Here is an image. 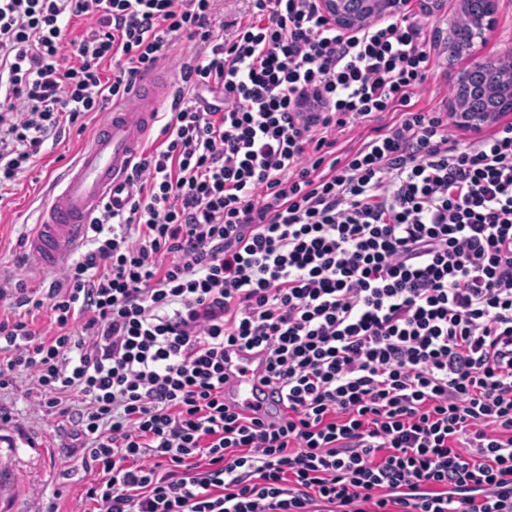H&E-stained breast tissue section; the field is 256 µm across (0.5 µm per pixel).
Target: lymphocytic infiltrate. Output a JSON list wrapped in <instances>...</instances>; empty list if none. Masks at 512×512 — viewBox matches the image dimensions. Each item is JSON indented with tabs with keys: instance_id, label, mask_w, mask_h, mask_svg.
<instances>
[{
	"instance_id": "obj_1",
	"label": "lymphocytic infiltrate",
	"mask_w": 512,
	"mask_h": 512,
	"mask_svg": "<svg viewBox=\"0 0 512 512\" xmlns=\"http://www.w3.org/2000/svg\"><path fill=\"white\" fill-rule=\"evenodd\" d=\"M216 2L0 0V191L201 46L68 285L0 289V379L84 400L97 512H512V122L462 145L416 110L425 20L250 0L225 38ZM228 347L276 420L225 405ZM198 51V47L194 42H190L186 39L176 42L175 46L170 51V59L162 64L157 70L155 75H158L162 79L171 80L174 82V89L177 87L178 69L176 61L180 58H190L194 56Z\"/></svg>"
}]
</instances>
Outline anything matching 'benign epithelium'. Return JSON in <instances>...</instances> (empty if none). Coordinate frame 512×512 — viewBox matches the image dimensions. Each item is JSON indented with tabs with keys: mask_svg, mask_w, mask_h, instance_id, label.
<instances>
[{
	"mask_svg": "<svg viewBox=\"0 0 512 512\" xmlns=\"http://www.w3.org/2000/svg\"><path fill=\"white\" fill-rule=\"evenodd\" d=\"M423 10L427 0H320V8L324 15L336 26L346 32L353 33L385 18L405 14L410 5ZM497 12V0H484L483 10L472 17L465 44L474 48L493 29ZM495 66L481 60H475L462 70L454 83V111L459 122L474 132L482 128L503 113L512 112V75L507 78H496L487 85V94L497 99L495 112H474L469 106V87L472 76L477 72L493 70Z\"/></svg>",
	"mask_w": 512,
	"mask_h": 512,
	"instance_id": "1",
	"label": "benign epithelium"
}]
</instances>
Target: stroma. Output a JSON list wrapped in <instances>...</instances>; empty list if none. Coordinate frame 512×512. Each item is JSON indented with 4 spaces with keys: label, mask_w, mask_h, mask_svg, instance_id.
<instances>
[{
    "label": "stroma",
    "mask_w": 512,
    "mask_h": 512,
    "mask_svg": "<svg viewBox=\"0 0 512 512\" xmlns=\"http://www.w3.org/2000/svg\"><path fill=\"white\" fill-rule=\"evenodd\" d=\"M461 8L462 0H444L427 17L432 71L419 106L429 112L450 110L454 77L469 64L465 58L446 61L445 46L438 39L460 17ZM476 55L494 61L512 57V0H498L495 28ZM104 118V113L94 112L84 126L63 125L58 140L47 144L33 169L0 194V289L21 282L39 291L66 280L68 268L49 276L25 264V239L57 175ZM68 407L64 416L45 407L31 377L22 371L12 374L8 385H0V512H49L53 507L58 512H94V502L86 497L92 474L82 463V452L68 446L82 407L80 397H71Z\"/></svg>",
    "instance_id": "obj_1"
}]
</instances>
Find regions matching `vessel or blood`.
Here are the masks:
<instances>
[{"label": "vessel or blood", "instance_id": "obj_1", "mask_svg": "<svg viewBox=\"0 0 512 512\" xmlns=\"http://www.w3.org/2000/svg\"><path fill=\"white\" fill-rule=\"evenodd\" d=\"M134 94L137 104H113L74 163L66 169L57 192L40 210L27 236L26 247L43 273L52 274L86 242L101 210L122 199L129 169L153 130L169 84L143 76ZM224 400L242 410L265 416L278 404L265 376V357L258 350L233 347L224 352Z\"/></svg>", "mask_w": 512, "mask_h": 512}]
</instances>
